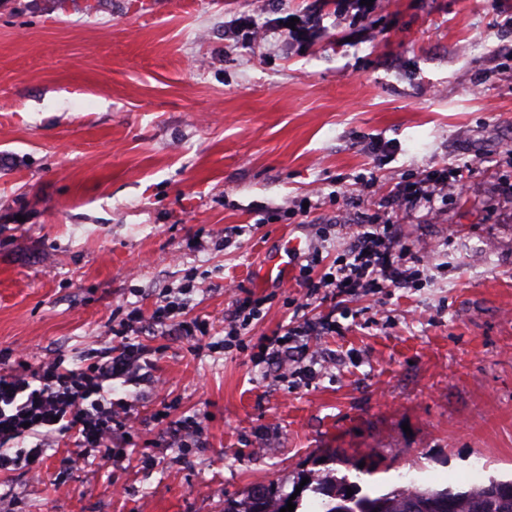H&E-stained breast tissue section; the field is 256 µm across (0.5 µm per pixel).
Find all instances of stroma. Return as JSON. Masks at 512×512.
Wrapping results in <instances>:
<instances>
[{
    "label": "stroma",
    "instance_id": "35a3bbf8",
    "mask_svg": "<svg viewBox=\"0 0 512 512\" xmlns=\"http://www.w3.org/2000/svg\"><path fill=\"white\" fill-rule=\"evenodd\" d=\"M321 8L300 45L277 18ZM261 29L229 35L240 17ZM377 31L321 0H0V350L83 362L131 303L191 287L188 318L140 341L157 385L113 382L138 425L126 460L0 475L13 512H224L254 485L295 489L335 458L442 488L512 477V0H376ZM454 170L432 209L367 202L363 184ZM397 213L424 257L390 293L312 302L335 327L301 364L261 362L357 225ZM250 233L225 238L226 228ZM299 242L301 251L286 246ZM285 277L264 280L263 256ZM265 298L226 351L225 283ZM198 416L201 447L171 425Z\"/></svg>",
    "mask_w": 512,
    "mask_h": 512
}]
</instances>
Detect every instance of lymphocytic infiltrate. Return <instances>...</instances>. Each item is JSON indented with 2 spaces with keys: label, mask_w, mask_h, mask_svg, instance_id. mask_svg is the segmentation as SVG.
Here are the masks:
<instances>
[{
  "label": "lymphocytic infiltrate",
  "mask_w": 512,
  "mask_h": 512,
  "mask_svg": "<svg viewBox=\"0 0 512 512\" xmlns=\"http://www.w3.org/2000/svg\"><path fill=\"white\" fill-rule=\"evenodd\" d=\"M447 184L448 170L442 167L418 183L392 189L390 196L413 208L431 205L437 190ZM396 226L390 218L360 225L327 275L311 276L309 266H302L306 299L333 300L360 291L402 288L416 280L420 269L400 245ZM139 317V308H132L127 319L113 326L110 346L95 351L84 365L70 368L57 357L19 371H0V472L37 473L39 459L59 437L76 447L63 460L68 467L118 456L112 433L132 423V403L112 400L104 385L139 379L144 350L128 335L131 321ZM28 437L34 446L20 448Z\"/></svg>",
  "instance_id": "lymphocytic-infiltrate-1"
}]
</instances>
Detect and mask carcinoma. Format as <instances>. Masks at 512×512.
I'll use <instances>...</instances> for the list:
<instances>
[{"label": "carcinoma", "mask_w": 512, "mask_h": 512, "mask_svg": "<svg viewBox=\"0 0 512 512\" xmlns=\"http://www.w3.org/2000/svg\"><path fill=\"white\" fill-rule=\"evenodd\" d=\"M353 494H347V489ZM310 491L321 499L319 512H512V480L471 484L465 489L451 486L432 488L411 481L392 486L384 493H361L360 485L330 469L301 487L293 499L295 508L302 506L303 492ZM290 494L272 484L255 485L239 499L224 500V512H274L271 505L286 503Z\"/></svg>", "instance_id": "obj_1"}]
</instances>
